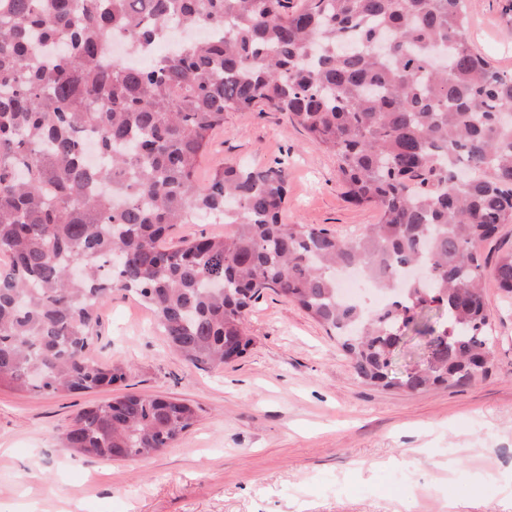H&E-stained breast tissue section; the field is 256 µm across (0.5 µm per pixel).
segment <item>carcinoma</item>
Wrapping results in <instances>:
<instances>
[{"label": "carcinoma", "mask_w": 512, "mask_h": 512, "mask_svg": "<svg viewBox=\"0 0 512 512\" xmlns=\"http://www.w3.org/2000/svg\"><path fill=\"white\" fill-rule=\"evenodd\" d=\"M224 30L140 65L178 26ZM283 112L336 158L380 221L339 237L283 224L279 165L197 169L227 112ZM512 71L467 37L464 0H0V387L42 395L125 379L92 349L98 309L128 292L196 368L241 357L245 311L269 289L335 332L356 377L423 392L490 362L484 243L512 224ZM96 135L104 162L85 157ZM209 218L223 236L166 244ZM428 280L404 283L407 265ZM358 268L387 297L337 295ZM493 276L512 293V251ZM428 338L411 368L408 334ZM197 408L127 395L80 411L62 442L86 458L161 453Z\"/></svg>", "instance_id": "carcinoma-1"}]
</instances>
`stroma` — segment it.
Listing matches in <instances>:
<instances>
[{
    "mask_svg": "<svg viewBox=\"0 0 512 512\" xmlns=\"http://www.w3.org/2000/svg\"><path fill=\"white\" fill-rule=\"evenodd\" d=\"M473 48L512 70V0H468ZM288 171L282 220L355 236L377 223L349 203L336 160L285 114L229 112L199 168ZM492 326L485 374L421 393L362 383L335 337L273 292L248 312L254 342L212 372L172 351L152 313L122 292L100 308L92 354L127 368L89 392L0 388V512H512V295L484 293ZM127 394L199 408L198 423L159 455L134 461L70 454L58 438L81 409ZM467 457L466 468L448 462Z\"/></svg>",
    "mask_w": 512,
    "mask_h": 512,
    "instance_id": "obj_1",
    "label": "stroma"
}]
</instances>
